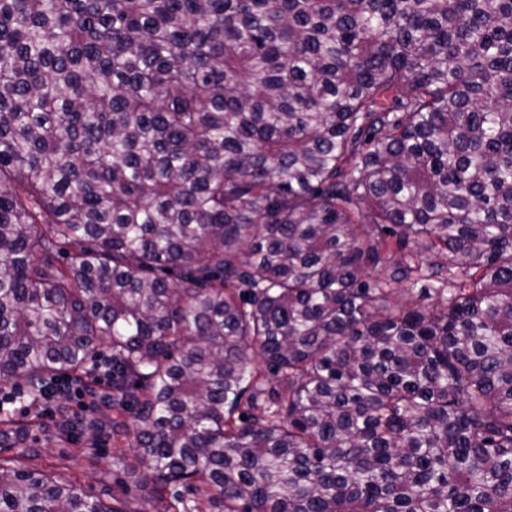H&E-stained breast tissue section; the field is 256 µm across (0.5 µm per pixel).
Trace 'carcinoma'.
Wrapping results in <instances>:
<instances>
[{"label":"carcinoma","mask_w":512,"mask_h":512,"mask_svg":"<svg viewBox=\"0 0 512 512\" xmlns=\"http://www.w3.org/2000/svg\"><path fill=\"white\" fill-rule=\"evenodd\" d=\"M5 388L0 512H512V0H0ZM41 429L36 431L43 440L54 433L53 414L47 413L41 419ZM43 466L57 468L87 491L101 495L105 489L120 490L112 479V440L101 439L96 460H89L76 445L52 437L43 442Z\"/></svg>","instance_id":"1"}]
</instances>
